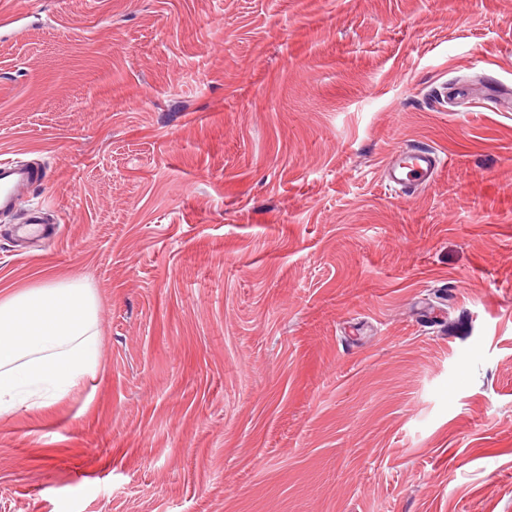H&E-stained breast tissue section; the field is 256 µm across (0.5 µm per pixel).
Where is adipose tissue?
Instances as JSON below:
<instances>
[{"label":"adipose tissue","instance_id":"1","mask_svg":"<svg viewBox=\"0 0 512 512\" xmlns=\"http://www.w3.org/2000/svg\"><path fill=\"white\" fill-rule=\"evenodd\" d=\"M96 311L81 278L0 297V416L88 388L101 368Z\"/></svg>","mask_w":512,"mask_h":512}]
</instances>
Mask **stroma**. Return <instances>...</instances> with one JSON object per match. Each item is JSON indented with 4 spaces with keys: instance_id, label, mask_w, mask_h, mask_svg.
Wrapping results in <instances>:
<instances>
[{
    "instance_id": "35a3bbf8",
    "label": "stroma",
    "mask_w": 512,
    "mask_h": 512,
    "mask_svg": "<svg viewBox=\"0 0 512 512\" xmlns=\"http://www.w3.org/2000/svg\"><path fill=\"white\" fill-rule=\"evenodd\" d=\"M504 86L512 0H0V293L86 279L102 363L0 512H512ZM439 163L429 150H415L399 158L387 160L384 166L390 187L406 189L412 185L428 184L437 172ZM44 172L13 160L0 161V213L11 211L20 196L30 187L43 181Z\"/></svg>"
}]
</instances>
